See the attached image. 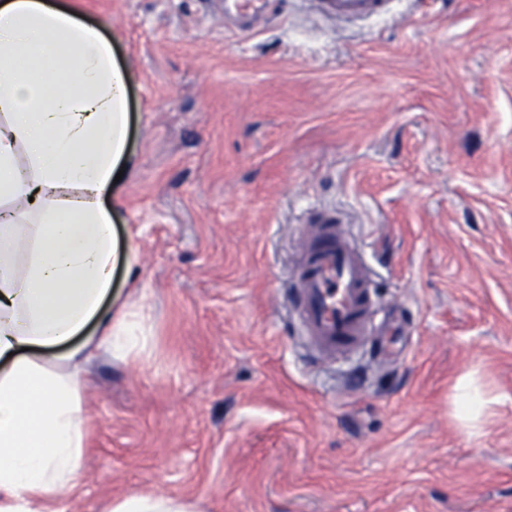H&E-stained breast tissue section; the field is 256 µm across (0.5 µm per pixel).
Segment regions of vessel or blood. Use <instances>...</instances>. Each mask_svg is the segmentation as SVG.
<instances>
[{
	"label": "vessel or blood",
	"mask_w": 512,
	"mask_h": 512,
	"mask_svg": "<svg viewBox=\"0 0 512 512\" xmlns=\"http://www.w3.org/2000/svg\"><path fill=\"white\" fill-rule=\"evenodd\" d=\"M389 0H316L327 17L343 22L385 13ZM269 0H224L229 21L263 18ZM298 313L309 342L324 356L362 347L371 334L370 277L361 252L340 218L322 215L304 242L295 270Z\"/></svg>",
	"instance_id": "vessel-or-blood-1"
}]
</instances>
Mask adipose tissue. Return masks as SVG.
Returning <instances> with one entry per match:
<instances>
[{
	"instance_id": "1",
	"label": "adipose tissue",
	"mask_w": 512,
	"mask_h": 512,
	"mask_svg": "<svg viewBox=\"0 0 512 512\" xmlns=\"http://www.w3.org/2000/svg\"><path fill=\"white\" fill-rule=\"evenodd\" d=\"M127 136L126 74L102 33L69 0H0V512L78 485L86 362L148 348L131 312L104 305L130 257L105 205ZM110 512L195 509L149 494Z\"/></svg>"
}]
</instances>
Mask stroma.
Segmentation results:
<instances>
[{
	"instance_id": "1",
	"label": "stroma",
	"mask_w": 512,
	"mask_h": 512,
	"mask_svg": "<svg viewBox=\"0 0 512 512\" xmlns=\"http://www.w3.org/2000/svg\"><path fill=\"white\" fill-rule=\"evenodd\" d=\"M128 75L112 300L148 351L87 368L83 477L50 512H512V0H75ZM333 211L401 350L319 355L290 270ZM475 375V425L454 402ZM271 0H224V29L234 33L229 21H257L263 18ZM390 0H317L318 9L338 22L378 17L386 12ZM194 505L180 498L162 495H130L114 503L110 512H195Z\"/></svg>"
}]
</instances>
